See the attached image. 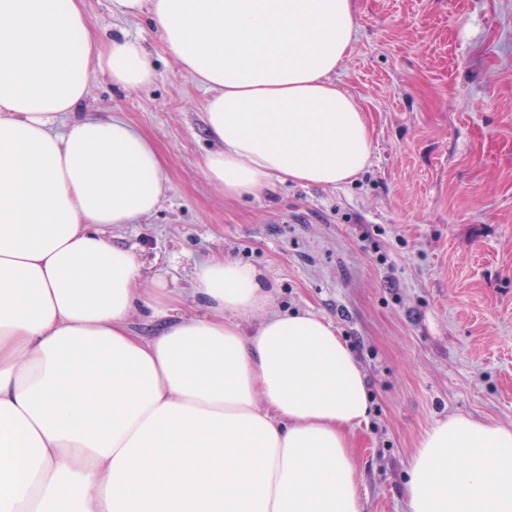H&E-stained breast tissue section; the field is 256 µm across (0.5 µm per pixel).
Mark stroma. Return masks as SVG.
<instances>
[{"label": "stroma", "instance_id": "35a3bbf8", "mask_svg": "<svg viewBox=\"0 0 512 512\" xmlns=\"http://www.w3.org/2000/svg\"><path fill=\"white\" fill-rule=\"evenodd\" d=\"M80 6L98 45L138 38L155 72L134 90L91 75L80 111L125 119L168 177L155 213L107 235L135 246L142 287H188L195 262L221 255L259 269L274 309L330 321L372 400L354 431L362 512H408V465L438 421L512 426V0H355L337 79L372 129L370 164L258 199L206 180V94L149 16Z\"/></svg>", "mask_w": 512, "mask_h": 512}]
</instances>
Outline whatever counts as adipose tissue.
I'll return each mask as SVG.
<instances>
[{
    "instance_id": "ef3b65f1",
    "label": "adipose tissue",
    "mask_w": 512,
    "mask_h": 512,
    "mask_svg": "<svg viewBox=\"0 0 512 512\" xmlns=\"http://www.w3.org/2000/svg\"><path fill=\"white\" fill-rule=\"evenodd\" d=\"M112 11L149 13L206 90L220 147L203 172L225 196L337 186L369 164L371 128L336 78L353 0ZM96 72L124 89L154 76L138 39L96 48L77 0H0V512H362L349 431L370 398L331 323L271 310L258 271L221 257L195 265L184 314L104 234L154 213L167 177L121 117L65 121ZM407 497L409 512H512V427L438 422Z\"/></svg>"
}]
</instances>
